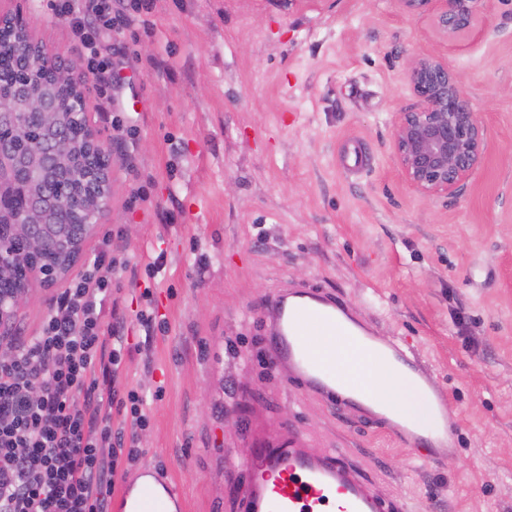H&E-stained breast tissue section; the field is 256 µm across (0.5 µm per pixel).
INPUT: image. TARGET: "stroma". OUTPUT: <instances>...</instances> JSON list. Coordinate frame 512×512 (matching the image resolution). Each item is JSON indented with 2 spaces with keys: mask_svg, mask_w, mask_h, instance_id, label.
Here are the masks:
<instances>
[{
  "mask_svg": "<svg viewBox=\"0 0 512 512\" xmlns=\"http://www.w3.org/2000/svg\"><path fill=\"white\" fill-rule=\"evenodd\" d=\"M58 2L0 8L20 5L34 42L87 66ZM109 2L112 90L84 86L112 152L109 212L74 271L114 238L120 384L150 418L140 466L177 485L179 512H240L238 458L299 440L338 449L405 512H512V5L489 0L482 34L445 51L486 129L447 200L411 188L392 150L415 103L409 62L442 49L400 0H152L144 24L123 20L133 0ZM279 288L320 289L409 348L448 400L454 448L415 461L269 367L259 304ZM57 293L32 282L20 338Z\"/></svg>",
  "mask_w": 512,
  "mask_h": 512,
  "instance_id": "1",
  "label": "stroma"
}]
</instances>
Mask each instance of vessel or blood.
<instances>
[{"mask_svg": "<svg viewBox=\"0 0 512 512\" xmlns=\"http://www.w3.org/2000/svg\"><path fill=\"white\" fill-rule=\"evenodd\" d=\"M272 323L267 357L270 365L285 368L306 389L325 395L338 409L355 411L386 425L403 439L413 458L428 463L439 448L455 445L448 426V403L429 380L425 368L395 342L377 341L369 326L352 315L343 301L312 288H293L273 294L263 306ZM341 335L378 365L406 369L419 385L434 416V430L423 436L401 422L386 407L372 402L364 384L346 383L336 364L315 350L314 337ZM244 464L253 482L244 495L241 512H401L344 463L333 449L316 451L304 443L288 448L261 446L250 450ZM177 500L172 483L152 468L142 469L135 484L123 486L120 512H159V496Z\"/></svg>", "mask_w": 512, "mask_h": 512, "instance_id": "1", "label": "vessel or blood"}]
</instances>
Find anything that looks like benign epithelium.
I'll list each match as a JSON object with an SVG mask.
<instances>
[{"instance_id":"benign-epithelium-1","label":"benign epithelium","mask_w":512,"mask_h":512,"mask_svg":"<svg viewBox=\"0 0 512 512\" xmlns=\"http://www.w3.org/2000/svg\"><path fill=\"white\" fill-rule=\"evenodd\" d=\"M410 15L428 21L448 48L478 38L487 0H400ZM19 30V64L30 80L50 73L66 83V103H86L80 69L31 41L21 12L0 11V29ZM407 81L413 107L394 120L392 149L405 181L427 197L455 198L479 166L484 129L463 77L437 52L415 57ZM62 111L51 89L34 88L24 96L0 90V337L14 333L32 279L51 287L64 279L81 257L109 208L108 172L112 155L89 120L56 129ZM87 153L90 182L57 191L43 201L39 186L56 165Z\"/></svg>"}]
</instances>
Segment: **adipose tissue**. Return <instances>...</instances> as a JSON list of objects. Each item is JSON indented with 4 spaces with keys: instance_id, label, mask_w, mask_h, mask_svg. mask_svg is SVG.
<instances>
[{
    "instance_id": "adipose-tissue-1",
    "label": "adipose tissue",
    "mask_w": 512,
    "mask_h": 512,
    "mask_svg": "<svg viewBox=\"0 0 512 512\" xmlns=\"http://www.w3.org/2000/svg\"><path fill=\"white\" fill-rule=\"evenodd\" d=\"M322 344L331 351L342 377L362 379L372 395L393 406L399 416L412 423L421 422L424 403L419 388L409 378L379 368L364 353L338 337H323Z\"/></svg>"
}]
</instances>
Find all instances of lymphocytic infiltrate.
Here are the masks:
<instances>
[{"label":"lymphocytic infiltrate","instance_id":"lymphocytic-infiltrate-1","mask_svg":"<svg viewBox=\"0 0 512 512\" xmlns=\"http://www.w3.org/2000/svg\"><path fill=\"white\" fill-rule=\"evenodd\" d=\"M59 14L81 34L88 75L107 86L99 61L105 0H64ZM107 252L50 306L37 336L0 343V512H107L116 475L142 454L132 432L149 417L138 391L117 386L125 352L112 294L99 274ZM130 429L112 426L113 415Z\"/></svg>","mask_w":512,"mask_h":512}]
</instances>
